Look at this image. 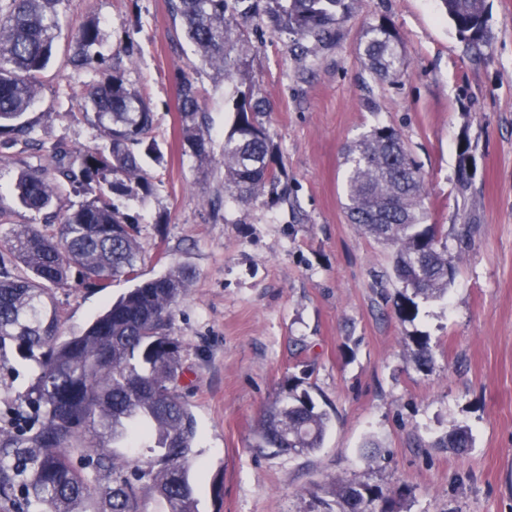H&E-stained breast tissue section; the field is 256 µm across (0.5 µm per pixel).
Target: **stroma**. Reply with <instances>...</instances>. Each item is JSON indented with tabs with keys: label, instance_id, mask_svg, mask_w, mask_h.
I'll return each instance as SVG.
<instances>
[{
	"label": "stroma",
	"instance_id": "35a3bbf8",
	"mask_svg": "<svg viewBox=\"0 0 512 512\" xmlns=\"http://www.w3.org/2000/svg\"><path fill=\"white\" fill-rule=\"evenodd\" d=\"M489 39L462 40L440 0H354L334 42L300 57L260 16L240 90L268 106L287 198L242 206L224 198L220 157L233 115L224 78L202 63L170 0H62L60 35L26 114L46 143L104 146L84 116L100 70L70 64L94 22L101 68L120 66L153 112L160 159L145 158L150 195L117 196L138 218L140 269L185 266L194 276L169 334L183 345L184 392L197 422L192 478L199 512H308L331 480L382 491L380 512H512V0H486ZM395 30L404 65L379 80L359 52L364 32ZM189 73L208 116L210 159L185 153L177 78ZM394 127L425 180L430 223L456 266L448 295L401 321L391 251L347 220L344 152L369 129ZM49 159L27 144L0 154V227L43 224L19 206L25 168ZM468 187H461L460 173ZM473 225L462 240L464 225ZM128 287L58 290L59 333L84 328ZM433 361L419 368L415 335ZM29 362L0 351V428L25 409ZM299 378L330 415L321 448L261 447L265 409ZM468 426L455 454L439 440Z\"/></svg>",
	"mask_w": 512,
	"mask_h": 512
}]
</instances>
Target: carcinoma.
I'll list each match as a JSON object with an SVG mask.
<instances>
[{
    "label": "carcinoma",
    "mask_w": 512,
    "mask_h": 512,
    "mask_svg": "<svg viewBox=\"0 0 512 512\" xmlns=\"http://www.w3.org/2000/svg\"><path fill=\"white\" fill-rule=\"evenodd\" d=\"M61 0H0V149L27 134L21 118L34 103L36 81L48 64L59 29ZM202 61L234 85L248 48L239 45L240 22L266 15L273 28L322 43L349 13L354 0H172ZM457 34L479 43L487 34L485 0H441ZM100 39L96 24L82 27L73 62L94 63ZM363 59L388 79L403 66V53L386 24L365 32ZM183 148L210 157L208 129L192 78L178 83ZM234 119L224 135L220 163L224 193L244 206L264 193L278 194L277 146L264 122L265 108L237 89L229 93ZM87 102L109 140L108 150L81 155L57 141L45 148L54 166L21 172L16 199L41 213L62 201L67 188L94 193L92 201L64 213L56 233L18 224L5 233L0 254V350L11 346L33 364L24 394L28 408L11 430H0V500L13 512H86L100 493L106 512H142L141 493L161 498L167 512H198L190 472L195 461L196 423L182 392V346L168 333L174 308L193 273L171 268L145 278L139 267V224L118 210L115 195L149 194V181L135 147L152 126L145 99L114 69L102 75ZM344 162L348 221L392 249V273L402 288L398 315L413 321L416 299L448 294L455 266L438 225L427 223L424 184L400 133L377 126L349 145ZM104 288L123 279L132 287L111 301L86 328L59 335L55 290L69 285ZM329 415L318 409L302 382L266 411L261 438L270 448L303 454L320 448ZM467 426L448 431L443 445L463 452ZM144 448L141 464L128 449ZM324 493L339 512H376L382 492L332 481Z\"/></svg>",
    "instance_id": "1"
}]
</instances>
